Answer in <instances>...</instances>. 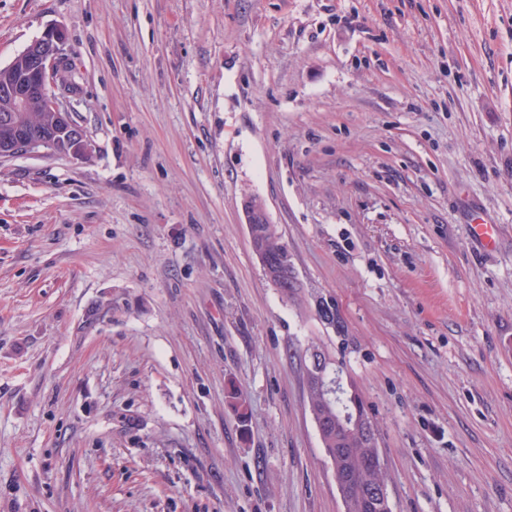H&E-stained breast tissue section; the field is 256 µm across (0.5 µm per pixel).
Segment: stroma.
Masks as SVG:
<instances>
[{
	"label": "stroma",
	"mask_w": 512,
	"mask_h": 512,
	"mask_svg": "<svg viewBox=\"0 0 512 512\" xmlns=\"http://www.w3.org/2000/svg\"><path fill=\"white\" fill-rule=\"evenodd\" d=\"M55 25L87 150L0 159V512H344L312 345L391 512H512V0H0V67ZM246 224H248V231L250 235V225L252 224V231L255 236V242L258 246L259 252L267 257L270 267L273 268L277 277L284 285H288L285 290V296L288 295L293 298L299 288H301L294 274V266L292 254L288 250V245L283 241L279 235L274 224H269L266 206L260 208H245ZM305 369L321 373L319 384L327 399L335 400L346 390L342 383L341 373L336 370L335 374L329 368V359L320 349L308 350Z\"/></svg>",
	"instance_id": "stroma-1"
}]
</instances>
